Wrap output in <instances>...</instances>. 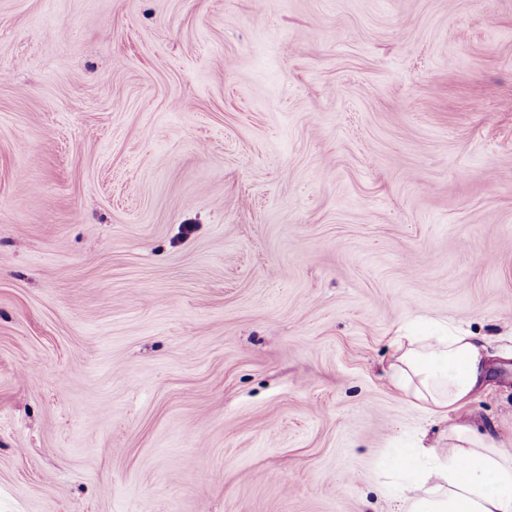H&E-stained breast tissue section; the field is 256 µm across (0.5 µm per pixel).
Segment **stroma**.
I'll list each match as a JSON object with an SVG mask.
<instances>
[{"instance_id": "stroma-1", "label": "stroma", "mask_w": 512, "mask_h": 512, "mask_svg": "<svg viewBox=\"0 0 512 512\" xmlns=\"http://www.w3.org/2000/svg\"><path fill=\"white\" fill-rule=\"evenodd\" d=\"M484 337L438 421L400 327ZM512 452V0H0V512H391ZM423 438L413 457L431 464L416 470L393 512L512 511V454L478 436L467 422L452 427L444 455Z\"/></svg>"}]
</instances>
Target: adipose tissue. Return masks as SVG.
Here are the masks:
<instances>
[{
	"label": "adipose tissue",
	"mask_w": 512,
	"mask_h": 512,
	"mask_svg": "<svg viewBox=\"0 0 512 512\" xmlns=\"http://www.w3.org/2000/svg\"><path fill=\"white\" fill-rule=\"evenodd\" d=\"M396 344V385L431 418L462 409L486 384L482 337L451 328L437 336H400ZM448 439L444 454L423 443L414 448L422 466L395 512H512V454L465 422L454 425Z\"/></svg>",
	"instance_id": "ef3b65f1"
}]
</instances>
